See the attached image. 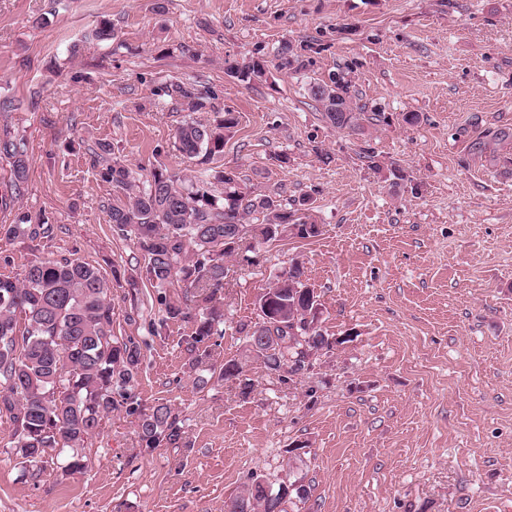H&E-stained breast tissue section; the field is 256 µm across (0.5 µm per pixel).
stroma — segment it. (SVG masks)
<instances>
[{
    "label": "stroma",
    "instance_id": "stroma-1",
    "mask_svg": "<svg viewBox=\"0 0 512 512\" xmlns=\"http://www.w3.org/2000/svg\"><path fill=\"white\" fill-rule=\"evenodd\" d=\"M103 18L113 40L91 36ZM287 39L317 43L309 70L247 84L224 69ZM339 70L389 124L325 120L307 85ZM177 82L216 97L191 114L156 96ZM3 100L0 127L24 136L30 166L0 224L25 213L51 232L0 237V274L70 258L112 279V333L142 347L136 392L170 404L189 445L141 447L118 409L84 471L35 485L0 418V512H224L258 477L308 487L287 512H512V144L472 147L485 129L512 133V0H168L161 15L153 0H0ZM224 110L239 124L219 166L278 200L312 198L322 233L229 261L213 361L244 358L241 327L293 259L319 328L343 340L299 375L248 364L247 390L196 386L191 324L152 335L157 292L128 283L143 255L112 230L118 192L97 157L106 143L137 179L159 165L193 178L175 131ZM394 165L417 192L393 185Z\"/></svg>",
    "mask_w": 512,
    "mask_h": 512
}]
</instances>
